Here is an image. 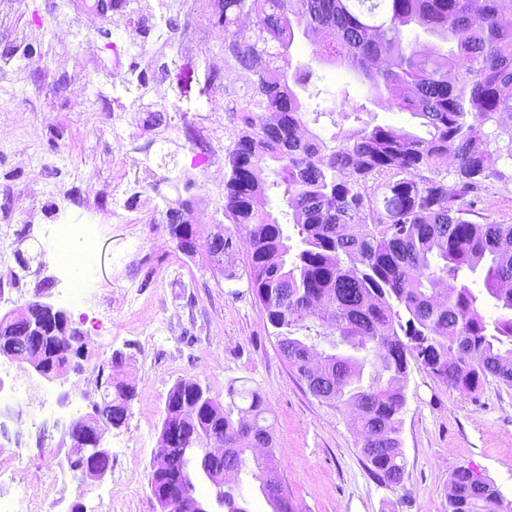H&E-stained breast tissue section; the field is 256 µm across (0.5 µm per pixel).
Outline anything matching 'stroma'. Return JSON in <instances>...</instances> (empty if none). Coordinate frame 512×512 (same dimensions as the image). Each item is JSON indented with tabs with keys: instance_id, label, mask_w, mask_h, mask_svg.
I'll return each mask as SVG.
<instances>
[{
	"instance_id": "stroma-1",
	"label": "stroma",
	"mask_w": 512,
	"mask_h": 512,
	"mask_svg": "<svg viewBox=\"0 0 512 512\" xmlns=\"http://www.w3.org/2000/svg\"><path fill=\"white\" fill-rule=\"evenodd\" d=\"M213 10L214 0H125L120 14L99 11L95 0H0V240L10 246L0 283L21 284L0 313L42 295L64 308L88 344L82 372L47 379L23 369L55 407L36 428L27 397L0 408V488L27 489L18 512H69L75 503L84 512H160L148 478L165 404L179 380L193 379L220 402L233 383L261 393L295 512H448L450 474L460 465L512 502V388L490 381L466 394L410 363L400 433L405 478L382 484L360 453L351 417L320 404L280 354L249 288L246 248L236 245L220 267L205 249L177 250L168 208L188 203L202 228L225 221L224 160L252 82L225 65ZM321 51L319 41L299 38L288 67L313 69L298 92L303 111L322 115L313 132L326 139L360 119L417 129V118L381 102L351 117L341 92L358 98L356 78L320 61ZM173 56L188 69L209 66L223 85L203 96L198 84L161 78L159 66ZM140 78L147 95L139 107L132 100ZM116 97L131 108L113 111ZM129 161L151 167L157 181H121ZM491 164L497 175L479 191L476 209L512 224V164L496 157ZM74 187L100 229L90 295L77 308L63 297L64 276L45 236L54 210L71 207ZM132 282L140 303L131 311L122 297ZM154 319L173 321L174 338L148 342L142 330ZM116 353L135 396L125 422L106 435L111 472L81 481L56 459L70 447L73 419L99 396L87 378L110 368Z\"/></svg>"
}]
</instances>
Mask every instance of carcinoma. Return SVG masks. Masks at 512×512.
I'll return each instance as SVG.
<instances>
[{
	"instance_id": "obj_1",
	"label": "carcinoma",
	"mask_w": 512,
	"mask_h": 512,
	"mask_svg": "<svg viewBox=\"0 0 512 512\" xmlns=\"http://www.w3.org/2000/svg\"><path fill=\"white\" fill-rule=\"evenodd\" d=\"M250 15V35L234 30ZM212 21L224 28L225 63L255 80L224 177V215L234 229L217 224L208 233L210 261L221 265L237 242L246 245L252 294L288 366L320 403L356 413L371 474L399 485L409 360L453 389L476 392L490 380L512 387V224L475 221L474 201H466L496 176L491 142L507 136L501 157L512 160V126L500 123L512 118V12L501 0H217ZM320 28L332 36L326 60L418 118L425 132L365 123L327 142L308 130L277 62L289 61L296 32ZM407 28L453 46L441 54L406 44ZM487 123L496 130L483 134ZM449 156L452 189L436 167ZM264 160L278 163L270 184L256 175ZM273 188L286 197V224L266 209ZM166 217L176 249L194 255L187 245L200 229L178 208ZM480 267L486 294L503 311L491 321L462 281ZM318 338L329 349L317 350ZM115 391L109 420L119 427L134 388ZM227 396L223 406L197 381L173 386L167 402L196 409L194 439L177 444L169 470L178 479L153 471L151 492L169 488L166 512H196L184 449L218 437L230 452L212 471L250 476L271 512H292L262 395L232 386ZM450 485L448 512H507L495 485L463 465ZM246 504L224 488L225 512H249Z\"/></svg>"
}]
</instances>
